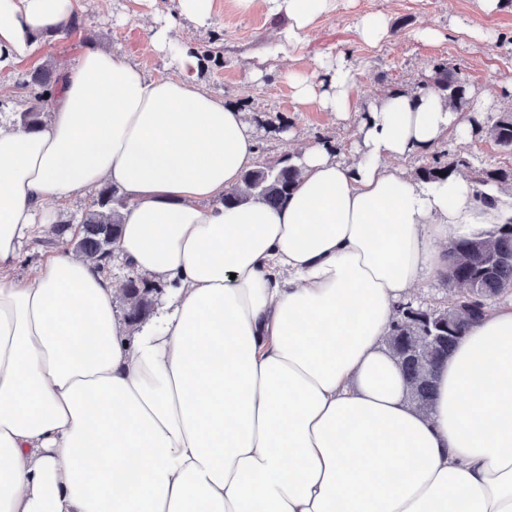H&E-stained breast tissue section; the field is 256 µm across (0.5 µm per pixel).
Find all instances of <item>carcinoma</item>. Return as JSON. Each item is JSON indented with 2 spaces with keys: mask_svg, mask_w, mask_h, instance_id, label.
I'll return each mask as SVG.
<instances>
[{
  "mask_svg": "<svg viewBox=\"0 0 512 512\" xmlns=\"http://www.w3.org/2000/svg\"><path fill=\"white\" fill-rule=\"evenodd\" d=\"M58 82L59 75L44 67L23 78L21 87L30 98V106L19 115L22 128L34 130L45 123ZM430 88L443 96L448 108L468 114L469 138L488 137L502 152L512 154V110L486 118L472 114L474 96L470 86L446 63L436 64L413 92ZM265 151L266 147L256 145L258 156L254 166L242 174L238 186L224 193V205L262 202L275 206L294 189L300 168L290 157L268 161ZM464 171L479 199L487 205L495 201L488 189L512 186V166L485 167L462 151L451 153L446 149L433 153L431 161L417 169L414 177L434 182ZM127 204L128 199L119 188L102 186L81 217L76 238H65L67 226L59 225L50 244H60L93 262L111 260L112 245L121 234V210ZM445 279L458 291L456 307L439 317L434 306H419L411 300L402 303L387 341L404 372L410 399L423 411L430 407L436 368L448 357L458 337L484 315L490 303L512 294V222L497 224L484 236L449 242ZM160 288V283L133 271L127 275L120 291L124 298L122 314L129 326L135 327L149 317Z\"/></svg>",
  "mask_w": 512,
  "mask_h": 512,
  "instance_id": "obj_1",
  "label": "carcinoma"
}]
</instances>
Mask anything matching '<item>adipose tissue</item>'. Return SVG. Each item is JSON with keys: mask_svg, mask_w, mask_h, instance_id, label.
Instances as JSON below:
<instances>
[{"mask_svg": "<svg viewBox=\"0 0 512 512\" xmlns=\"http://www.w3.org/2000/svg\"><path fill=\"white\" fill-rule=\"evenodd\" d=\"M297 47L334 0H266ZM79 0H0V69L29 59ZM213 0H172L149 41L176 65L150 78L88 49L61 71L48 121L0 126V512H512V303L490 305L441 365L429 411L387 346L399 304L440 276L449 241L512 220L460 174L396 162L468 127L435 90L397 91L356 129L352 161L323 142L296 159L279 206L227 207L255 160L242 112L197 82L176 30ZM296 98L355 112L344 59ZM130 203L114 251L171 284L130 328L117 283L59 250L29 280L23 241L77 192Z\"/></svg>", "mask_w": 512, "mask_h": 512, "instance_id": "1", "label": "adipose tissue"}]
</instances>
